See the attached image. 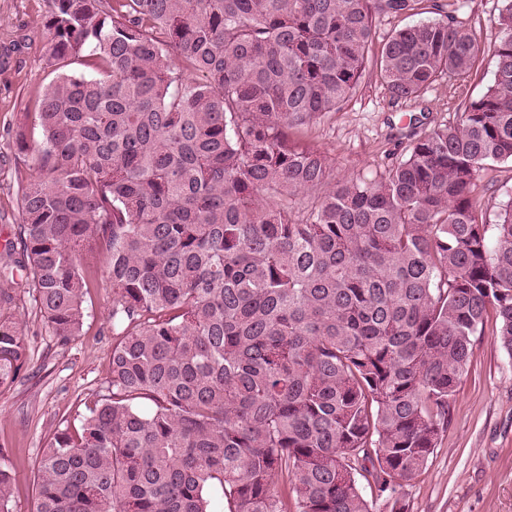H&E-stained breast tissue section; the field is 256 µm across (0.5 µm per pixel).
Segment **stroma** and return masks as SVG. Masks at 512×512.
<instances>
[{"label":"stroma","instance_id":"35a3bbf8","mask_svg":"<svg viewBox=\"0 0 512 512\" xmlns=\"http://www.w3.org/2000/svg\"><path fill=\"white\" fill-rule=\"evenodd\" d=\"M440 2L455 4L458 19L472 29L480 47L474 69L457 85L440 81L411 101L393 99L376 72H366L339 111L304 131L306 143L326 156L333 177L380 176L404 157L410 138L455 121L457 109L492 84L499 0ZM46 10V0H0V244L22 219L20 187L29 172L15 166L7 132L32 111L48 81L41 28ZM511 199L512 163L480 171L475 200L487 221H495ZM111 307L108 285L92 289L82 334L66 346L45 330L33 309L18 314L34 368L0 394V440H8L27 464L18 477L17 512H30L28 467L45 436L62 421L77 422L92 393L104 389L112 355ZM495 327V316H488L457 388L448 429L406 489L409 512H512V357L497 343Z\"/></svg>","mask_w":512,"mask_h":512}]
</instances>
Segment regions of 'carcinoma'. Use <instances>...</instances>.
<instances>
[{
  "instance_id": "obj_1",
  "label": "carcinoma",
  "mask_w": 512,
  "mask_h": 512,
  "mask_svg": "<svg viewBox=\"0 0 512 512\" xmlns=\"http://www.w3.org/2000/svg\"><path fill=\"white\" fill-rule=\"evenodd\" d=\"M46 2L42 139L11 133L29 177L0 251V393L32 361L11 309L76 340L100 254L112 357L108 394L45 438L31 512H216L215 492L227 512H408L490 309L512 357V198L494 224L473 200L512 162V0L456 124L337 182L297 137L368 68L397 100L473 69L451 12L372 55L375 16L436 0ZM20 465L0 443V512Z\"/></svg>"
}]
</instances>
